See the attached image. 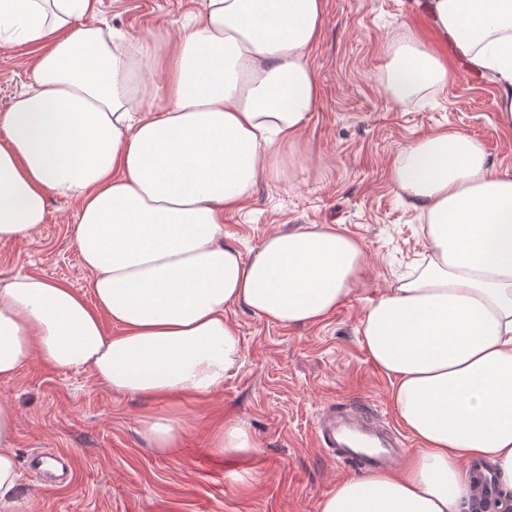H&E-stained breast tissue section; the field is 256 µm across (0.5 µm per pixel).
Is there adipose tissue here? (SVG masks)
I'll return each mask as SVG.
<instances>
[{
    "label": "adipose tissue",
    "mask_w": 512,
    "mask_h": 512,
    "mask_svg": "<svg viewBox=\"0 0 512 512\" xmlns=\"http://www.w3.org/2000/svg\"><path fill=\"white\" fill-rule=\"evenodd\" d=\"M441 44L499 89L512 124V0H425ZM325 0H204L194 27L132 38L91 0H0V43L35 50L32 83L0 113V240L32 236L47 199L76 200L92 300L28 274L0 279V378L33 361L90 372L113 393L205 398L238 368L236 306L320 324L365 273L331 224L267 236L250 258L224 236L260 174L294 155L319 100L309 63ZM397 104L449 72L415 34L388 49ZM391 181L425 222L423 263L368 298L363 346L416 439L402 465L337 484L319 512H462L464 464L489 461L512 500V172L483 143L437 130L398 152ZM17 413L0 402V512H16ZM155 450L177 419L145 415Z\"/></svg>",
    "instance_id": "1"
}]
</instances>
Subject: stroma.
Instances as JSON below:
<instances>
[{"mask_svg": "<svg viewBox=\"0 0 512 512\" xmlns=\"http://www.w3.org/2000/svg\"><path fill=\"white\" fill-rule=\"evenodd\" d=\"M325 2L310 53L320 97L302 154L279 175L259 177L244 203L225 213L224 233L246 255L278 231L340 225L367 255L354 296L313 327L276 324L241 307L230 312L241 364L205 401L120 396L90 373L38 362L0 379V402L18 413L21 512H318L320 499L351 476L314 438V424L332 402L365 404L415 448L393 408L392 385L358 332L365 298L407 273L424 251L419 215L395 190L390 162L423 134L448 128L480 138L489 165L512 171V130L499 120L497 88L455 59L442 89L402 105L383 92L394 37L413 32L436 41L424 0ZM201 9L202 0H97L96 18L137 37L178 31ZM33 59L27 46L0 47V113L29 88ZM78 215L75 200L50 196L34 236L0 242V279L37 274L91 298L72 234ZM147 414L178 419L180 448L160 455L145 444L138 430ZM228 419L246 424L254 449L211 451V431ZM54 448L71 455L74 482L46 489L28 461Z\"/></svg>", "mask_w": 512, "mask_h": 512, "instance_id": "obj_1", "label": "stroma"}]
</instances>
